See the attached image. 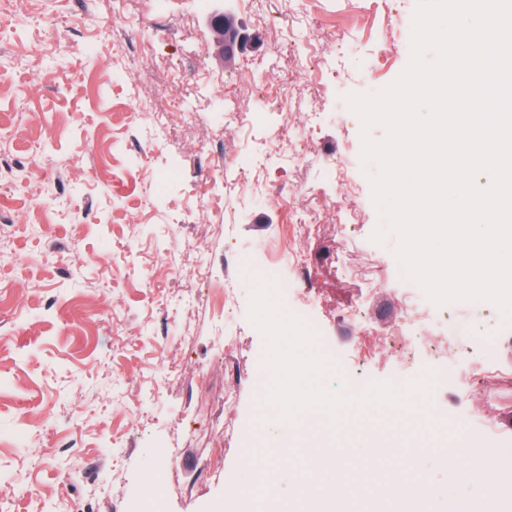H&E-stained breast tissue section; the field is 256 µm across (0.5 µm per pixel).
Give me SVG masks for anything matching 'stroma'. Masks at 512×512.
<instances>
[{
	"instance_id": "stroma-1",
	"label": "stroma",
	"mask_w": 512,
	"mask_h": 512,
	"mask_svg": "<svg viewBox=\"0 0 512 512\" xmlns=\"http://www.w3.org/2000/svg\"><path fill=\"white\" fill-rule=\"evenodd\" d=\"M417 0H254L226 8L243 46L225 51L194 0H10L0 6V140L11 171L0 177V512H323L301 503L306 481L334 512H372L397 475L389 442L414 451L412 468L431 489L428 512L481 498L483 512H512V484L479 496L451 478L443 435L395 433L386 412L349 420L340 435L315 438L277 422L258 423L253 372L263 339L248 319L250 284L234 267L288 263L290 222L276 192L312 205L336 198L331 162L355 192L336 198L351 212L345 229L322 212L304 250L318 290L294 305L318 310L325 335L351 373L392 378L400 363L420 368L401 338L384 352L342 327L337 311L380 284L370 310L391 325L390 297L405 294L395 236L373 243L379 223L360 162L361 125L343 97L393 82ZM386 43H378L379 31ZM327 36L325 81L303 65L308 36ZM289 87L314 109L316 133L300 145L298 105L262 111L261 91ZM237 106L252 114L235 127ZM157 112H189L194 129H163ZM255 167L236 185L237 152ZM216 204L195 210L194 189ZM317 197H310V190ZM337 261H329V251ZM438 324V362L455 357L474 377L464 409L433 394L456 424L485 415L512 435V341L492 370L473 344L489 327L486 308L464 306ZM293 457L272 476L248 468L246 450ZM346 452L362 497L335 480L330 453ZM237 476L227 496L224 475Z\"/></svg>"
}]
</instances>
